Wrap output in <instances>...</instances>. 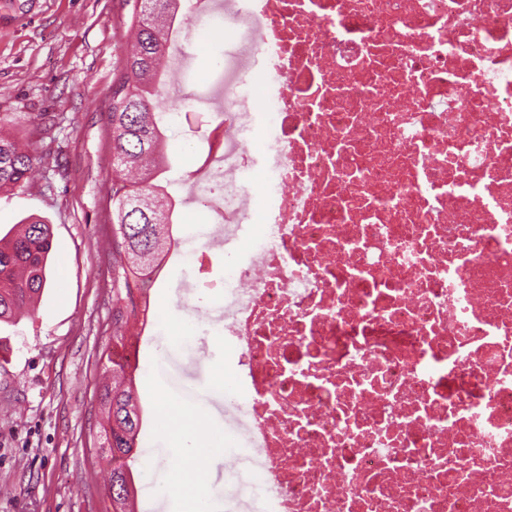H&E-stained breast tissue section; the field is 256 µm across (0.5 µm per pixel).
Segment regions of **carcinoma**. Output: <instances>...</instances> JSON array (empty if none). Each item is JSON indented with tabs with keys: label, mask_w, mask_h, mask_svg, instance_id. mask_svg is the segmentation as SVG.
Instances as JSON below:
<instances>
[{
	"label": "carcinoma",
	"mask_w": 512,
	"mask_h": 512,
	"mask_svg": "<svg viewBox=\"0 0 512 512\" xmlns=\"http://www.w3.org/2000/svg\"><path fill=\"white\" fill-rule=\"evenodd\" d=\"M182 0H133L128 30L135 37L112 86L108 121L112 136V344L96 387V456L110 468L108 512H131L135 478L130 465L143 424L136 367L120 351L139 321L136 294L151 289L173 243L174 208L156 183L169 165L155 87L172 50L168 34ZM38 147L0 135V190L20 186L32 173ZM51 225L34 219L0 237V323L11 321L47 286Z\"/></svg>",
	"instance_id": "obj_1"
}]
</instances>
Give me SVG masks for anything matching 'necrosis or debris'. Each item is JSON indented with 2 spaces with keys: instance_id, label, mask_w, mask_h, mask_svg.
I'll list each match as a JSON object with an SVG mask.
<instances>
[{
  "instance_id": "necrosis-or-debris-1",
  "label": "necrosis or debris",
  "mask_w": 512,
  "mask_h": 512,
  "mask_svg": "<svg viewBox=\"0 0 512 512\" xmlns=\"http://www.w3.org/2000/svg\"><path fill=\"white\" fill-rule=\"evenodd\" d=\"M189 13L228 41L186 202L267 226L224 308L267 512H512V0Z\"/></svg>"
}]
</instances>
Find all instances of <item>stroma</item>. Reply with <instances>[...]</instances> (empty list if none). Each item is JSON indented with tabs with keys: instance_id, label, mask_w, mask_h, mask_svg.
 Returning a JSON list of instances; mask_svg holds the SVG:
<instances>
[{
	"instance_id": "obj_1",
	"label": "stroma",
	"mask_w": 512,
	"mask_h": 512,
	"mask_svg": "<svg viewBox=\"0 0 512 512\" xmlns=\"http://www.w3.org/2000/svg\"><path fill=\"white\" fill-rule=\"evenodd\" d=\"M0 126L39 146L41 163L22 187L0 192V234L36 217L53 227L49 285L36 307L14 324L0 323V512H105L106 470L94 459L100 354L112 334V81L129 44L126 0H0ZM180 72L158 90L170 166L161 176L178 204L177 245L151 289L149 320L136 342V380L143 426L132 466L139 512H168L156 488L181 471L163 454L159 407L213 431L195 465L213 512H263L261 500L236 491L231 458L248 446L241 411L247 383L224 340V293L202 285L196 266L208 241L195 234L205 216L184 206L201 132L212 111L200 98L224 51V33L198 26L180 38ZM265 233L261 215L249 236L210 253L215 279L233 280V253H246ZM173 335L165 340L161 322ZM177 369L199 403L155 391L148 364Z\"/></svg>"
}]
</instances>
